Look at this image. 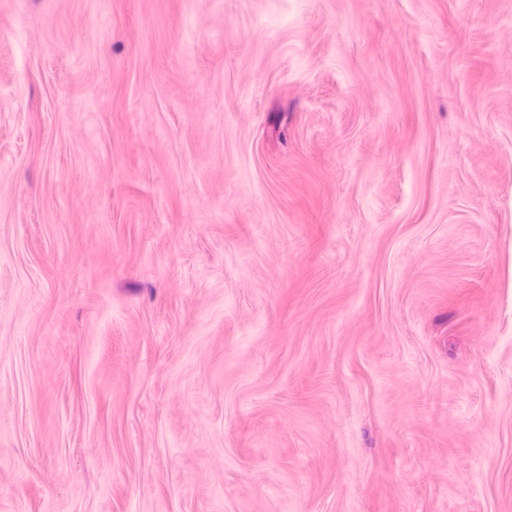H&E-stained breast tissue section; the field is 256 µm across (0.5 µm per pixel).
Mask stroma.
<instances>
[{
  "mask_svg": "<svg viewBox=\"0 0 512 512\" xmlns=\"http://www.w3.org/2000/svg\"><path fill=\"white\" fill-rule=\"evenodd\" d=\"M0 512H512V0H0Z\"/></svg>",
  "mask_w": 512,
  "mask_h": 512,
  "instance_id": "obj_1",
  "label": "stroma"
}]
</instances>
